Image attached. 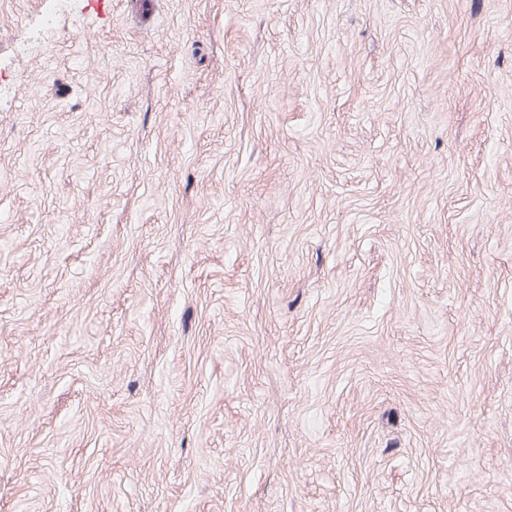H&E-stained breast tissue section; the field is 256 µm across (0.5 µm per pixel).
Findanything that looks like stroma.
<instances>
[{
    "instance_id": "stroma-1",
    "label": "stroma",
    "mask_w": 512,
    "mask_h": 512,
    "mask_svg": "<svg viewBox=\"0 0 512 512\" xmlns=\"http://www.w3.org/2000/svg\"><path fill=\"white\" fill-rule=\"evenodd\" d=\"M512 512V0H0V512Z\"/></svg>"
}]
</instances>
